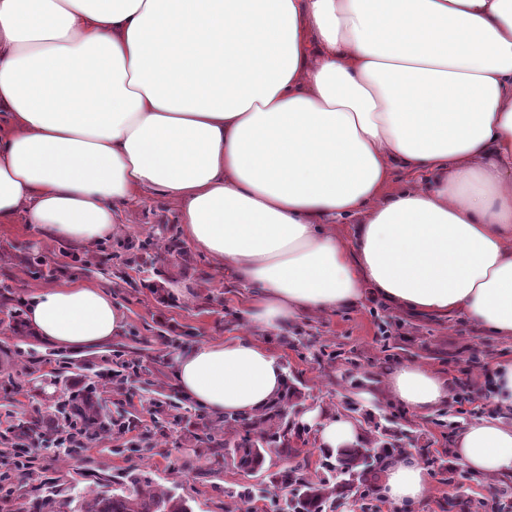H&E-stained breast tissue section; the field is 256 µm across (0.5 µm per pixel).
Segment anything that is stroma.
Masks as SVG:
<instances>
[{
  "mask_svg": "<svg viewBox=\"0 0 512 512\" xmlns=\"http://www.w3.org/2000/svg\"><path fill=\"white\" fill-rule=\"evenodd\" d=\"M177 227V209L163 194L143 196L122 215L111 237L85 247L51 241L28 224H0V287L12 308H23L28 293L51 283L87 282L107 288L127 314L126 328L109 344L72 352L40 342L28 334L23 319L0 313V421L9 413L47 411L54 379L66 370L74 380L94 373L112 354L140 362L148 380L106 393L113 417L129 421L125 433L111 435L75 453L60 465L53 450H39L36 475L52 478L61 498L76 497L100 480L120 481L137 471L153 483L174 487L193 512H224V493L246 485L258 506L280 512L283 495L270 482L282 459L268 453L261 471L236 469L227 456H212L202 429L209 411L177 392L169 366L173 357L194 344L263 335L297 389L296 413L312 408L346 415L357 423L362 439L382 434L394 448L407 449L428 466L429 494L399 512H486L492 492H502L500 512H512V481L491 482L481 474L449 480L459 463L454 435L480 418L497 417L493 406L471 404L473 388L502 357L512 356V340L490 335L465 318L413 315L369 296L333 313L303 317L276 332L261 333L247 318V289L226 276L207 255L182 245L171 256L157 225ZM154 236L156 248L145 262L126 265L141 239ZM32 258L40 268L29 267ZM162 276H154L153 268ZM24 351L38 377L17 392L13 355ZM425 365L448 378L461 403L425 413L394 404L386 392L390 375L408 363ZM178 409L163 432H156L149 402Z\"/></svg>",
  "mask_w": 512,
  "mask_h": 512,
  "instance_id": "1",
  "label": "stroma"
}]
</instances>
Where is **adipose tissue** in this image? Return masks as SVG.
Instances as JSON below:
<instances>
[{"instance_id":"ef3b65f1","label":"adipose tissue","mask_w":512,"mask_h":512,"mask_svg":"<svg viewBox=\"0 0 512 512\" xmlns=\"http://www.w3.org/2000/svg\"><path fill=\"white\" fill-rule=\"evenodd\" d=\"M398 168L412 178L394 190ZM150 192L251 289L264 331L373 295L512 338V0H0V224L92 245ZM24 324L79 351L125 318L77 282L32 292ZM170 377L219 416L262 413L286 385L254 336L195 344ZM491 377L500 415L455 455L512 479V359ZM387 388L414 412L451 396L416 364ZM302 421L321 452L359 440L350 418ZM428 487L406 455L382 493L401 507Z\"/></svg>"}]
</instances>
